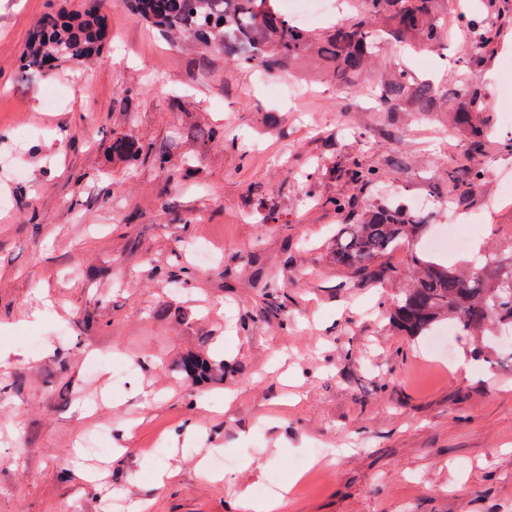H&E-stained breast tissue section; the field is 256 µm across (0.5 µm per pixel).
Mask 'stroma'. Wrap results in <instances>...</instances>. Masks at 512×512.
I'll list each match as a JSON object with an SVG mask.
<instances>
[{"label": "stroma", "mask_w": 512, "mask_h": 512, "mask_svg": "<svg viewBox=\"0 0 512 512\" xmlns=\"http://www.w3.org/2000/svg\"><path fill=\"white\" fill-rule=\"evenodd\" d=\"M89 0H0V512H236L258 485L292 482L279 512H512V346L473 359L450 354L389 320L404 280L374 287L332 258L347 213L330 197L412 207L428 202L427 234L448 215L485 221L467 254L512 260V174L502 109L512 108V0H501V42L462 66L470 43L452 37L420 65L406 47L381 50L390 70L415 65L446 84L448 109L390 111L348 103L329 68L290 62L258 81L223 51L170 40L117 0H100L108 46L87 64L23 72L39 21ZM297 80L301 92L281 95ZM482 89L488 139L480 185L452 196L446 171L465 152L455 121L461 84ZM216 126L246 154L210 141ZM164 152L165 168L130 166L117 140ZM351 157L384 174L357 192L337 173ZM191 267L194 281L174 289ZM284 283L285 309L270 284ZM109 352L134 365L86 372ZM223 357L222 378L194 389L172 366L188 353ZM212 403L198 401V393ZM235 400L221 412L225 393ZM98 436L99 454L81 455ZM335 460L319 477L312 448ZM122 449L113 461V449ZM213 456L233 460L221 481Z\"/></svg>", "instance_id": "1"}]
</instances>
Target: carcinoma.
Returning <instances> with one entry per match:
<instances>
[{"mask_svg":"<svg viewBox=\"0 0 512 512\" xmlns=\"http://www.w3.org/2000/svg\"><path fill=\"white\" fill-rule=\"evenodd\" d=\"M445 3L447 0H352L344 10L346 20L316 36L289 19L280 10L279 0H119L127 10L164 32L182 35L194 44L224 48L240 67L260 66L272 72L286 61L314 55L329 65L336 83L349 89L359 88L360 77L377 57L376 22L384 23L383 31L400 44L431 48L445 36ZM96 11L97 4L88 6L80 22L65 12L46 16L22 55V67H39L46 55L78 63L96 52L101 45ZM499 12V0H483L480 13L457 19L459 27L476 33L469 46V62L480 61L500 42ZM374 94L389 110L402 103L418 112L448 107V92L417 78L403 65L384 75ZM461 94L465 106L458 112L457 122L466 127L470 145L467 153L448 167V182L466 195L483 176L487 125L479 117L485 111L481 90L466 86ZM340 175L359 189L383 177L356 159L343 166ZM329 203L353 216L352 223L341 225L336 232L333 257L337 264L352 268L371 283L404 275V270L386 266L381 259L400 241L415 240L423 233L427 227L423 212L391 203L361 209L354 196L331 198ZM409 265L411 284L390 315L399 331L428 336L446 320L481 342L475 352L481 357L493 336L492 328L512 330V291L504 290V284L512 283V262L456 270L413 252ZM222 371L224 360L197 353L184 355L177 369L197 387L211 383Z\"/></svg>","mask_w":512,"mask_h":512,"instance_id":"carcinoma-1","label":"carcinoma"}]
</instances>
